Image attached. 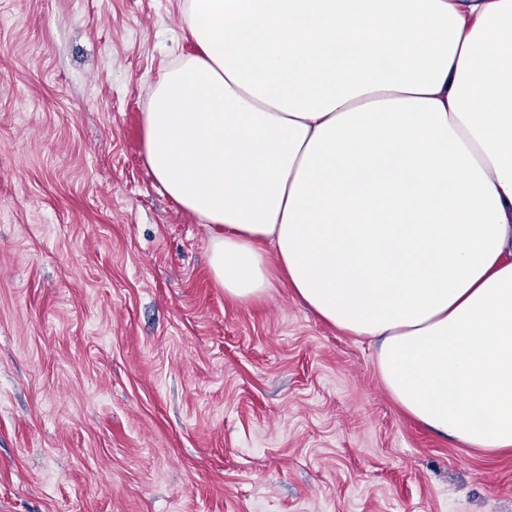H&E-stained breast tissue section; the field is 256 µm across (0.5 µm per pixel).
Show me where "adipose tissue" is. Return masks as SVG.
I'll use <instances>...</instances> for the list:
<instances>
[{
    "label": "adipose tissue",
    "mask_w": 512,
    "mask_h": 512,
    "mask_svg": "<svg viewBox=\"0 0 512 512\" xmlns=\"http://www.w3.org/2000/svg\"><path fill=\"white\" fill-rule=\"evenodd\" d=\"M144 158L225 296L377 339L412 419L512 451V0H184Z\"/></svg>",
    "instance_id": "ef3b65f1"
}]
</instances>
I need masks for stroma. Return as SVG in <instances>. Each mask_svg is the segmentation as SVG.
Listing matches in <instances>:
<instances>
[{
	"label": "stroma",
	"mask_w": 512,
	"mask_h": 512,
	"mask_svg": "<svg viewBox=\"0 0 512 512\" xmlns=\"http://www.w3.org/2000/svg\"><path fill=\"white\" fill-rule=\"evenodd\" d=\"M182 0H0V512H512L368 340L225 297L143 157Z\"/></svg>",
	"instance_id": "obj_1"
}]
</instances>
